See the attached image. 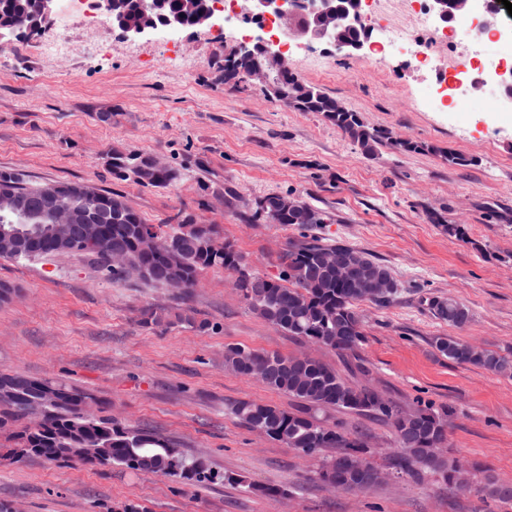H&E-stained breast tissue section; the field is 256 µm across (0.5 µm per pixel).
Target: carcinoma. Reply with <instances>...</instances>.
I'll list each match as a JSON object with an SVG mask.
<instances>
[{"mask_svg":"<svg viewBox=\"0 0 512 512\" xmlns=\"http://www.w3.org/2000/svg\"><path fill=\"white\" fill-rule=\"evenodd\" d=\"M34 3L35 0H0V30L15 27L31 12ZM119 10L128 23L142 20L139 0H120ZM300 92L302 104L297 110L323 113L367 155L380 146L399 152L429 149L423 142H394L390 130L367 125L356 112L333 111L335 98L313 85L302 83ZM130 159L129 153L113 152L112 174L121 179L131 176L138 183L151 186L168 185L177 178L175 174L159 171L139 172L130 167ZM3 180L14 184L26 217H17L14 209L0 203V225L38 238L42 257L75 251L64 243L68 225L47 224L40 219L52 206L43 199L40 187L28 185L24 175L12 169L0 170V181ZM93 195H101L112 204L110 208L101 209L100 214L104 248L100 251L81 248L75 252L92 257L114 281L134 277L147 284L189 292L197 287L204 272L222 269L232 275L242 302L265 322L341 357H358L364 341V330L356 311L359 303L378 306L390 303L388 299L373 298L366 285L336 279V254L343 250L376 268L381 275L391 276L390 271L367 252L344 242L325 244L314 238L291 243L279 256L278 277L267 280L251 270L234 242L218 239L213 224H200L187 213L177 214L176 223L167 226L148 224L123 196L97 188L93 189ZM307 209V222L285 215L281 224L305 229L327 219L322 210L310 205ZM145 235L177 242L176 257L170 258L161 251L142 250L140 241ZM114 254L123 257V266H109ZM428 307L436 319L457 328L471 320L469 308L450 297H432ZM432 345L453 363L495 373L512 372V361L508 358L452 336H436ZM224 366L300 402L297 410L289 412L276 405L240 399L230 404V411L249 429L258 430L315 461L308 479L321 483L328 490L361 492L380 483L378 472L362 479L356 470L357 464L368 460L366 436L349 431L340 421L327 424L317 415L319 410L334 409L369 413L391 424L394 451L390 465L397 477L414 479L422 471L430 470L452 489L484 493L501 503L512 504V493L503 492V481L494 480L487 471L469 467L460 460L443 458L444 448L448 447V418L455 413L453 409H437L419 402L404 410L369 384L352 385L334 368L310 356H285L240 344H226ZM12 379L27 387L12 402V408L0 414V435L10 442L6 448L8 454L24 448V460L38 457L70 463L92 448H110L112 458L103 464L105 468L122 466L133 472L169 477L186 487H196L218 477L204 459L185 456L174 443L91 412L86 404L89 395L75 386L53 382L60 393L54 400L44 397L33 380L22 375H14ZM38 409L44 410V419L34 425L28 415ZM223 479L273 501L287 494L284 488L258 484L241 475L225 474Z\"/></svg>","mask_w":512,"mask_h":512,"instance_id":"obj_1","label":"carcinoma"}]
</instances>
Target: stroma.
<instances>
[{"mask_svg":"<svg viewBox=\"0 0 512 512\" xmlns=\"http://www.w3.org/2000/svg\"><path fill=\"white\" fill-rule=\"evenodd\" d=\"M30 38L0 46V169L33 184L89 183L127 197L150 224L180 212L217 225L252 268L277 276L278 257L303 232L242 219L254 201L294 194L329 217L316 236L368 252L398 283L388 306L357 307L365 339L358 360L285 334L252 314L221 270L197 288L115 284L88 257L4 261L0 281L19 294L0 305V371L54 378L92 393L100 415L156 432L213 470L287 486L271 501L225 482L187 488L168 477L31 458L0 465V500L22 512H106L134 501L148 512H512L448 489L431 474L395 478L357 494L307 480L311 460L250 430L230 414L238 399L292 409L294 401L224 368V346L238 343L284 355L305 354L351 384L369 382L392 401L453 407L448 456L512 480V377L440 356L433 337L453 336L512 356V123L474 92L459 112L421 97L436 76L386 54L376 66L293 42L288 61L299 78L343 101L374 127L428 144L420 153L380 147L364 155L321 113L269 98L260 83H224V59L239 45L223 33L184 32L180 51L111 32L98 55L62 59L29 54ZM150 153L178 173L163 187L113 177L112 150ZM470 158L449 165L445 154ZM460 227L463 237L449 235ZM431 296L466 305L471 321L449 326L428 312ZM194 312L213 324L146 327L142 308ZM369 438L372 461L388 468L393 434L368 415L323 414Z\"/></svg>","mask_w":512,"mask_h":512,"instance_id":"35a3bbf8","label":"stroma"}]
</instances>
